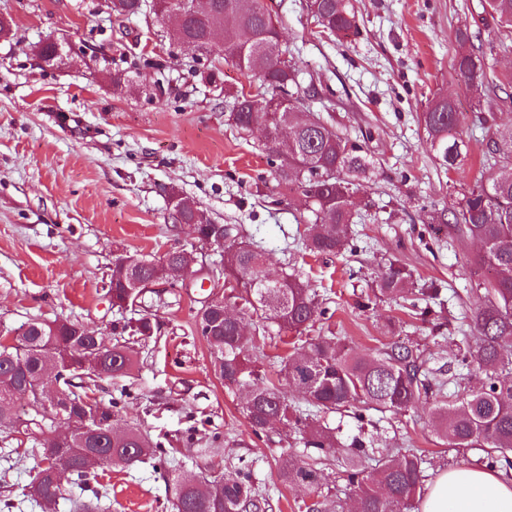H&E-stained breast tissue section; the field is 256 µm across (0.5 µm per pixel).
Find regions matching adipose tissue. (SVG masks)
Wrapping results in <instances>:
<instances>
[{
	"label": "adipose tissue",
	"instance_id": "1",
	"mask_svg": "<svg viewBox=\"0 0 512 512\" xmlns=\"http://www.w3.org/2000/svg\"><path fill=\"white\" fill-rule=\"evenodd\" d=\"M421 512H512V478L473 466L442 471L425 493Z\"/></svg>",
	"mask_w": 512,
	"mask_h": 512
}]
</instances>
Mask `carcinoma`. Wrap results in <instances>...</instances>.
<instances>
[{
	"instance_id": "carcinoma-1",
	"label": "carcinoma",
	"mask_w": 512,
	"mask_h": 512,
	"mask_svg": "<svg viewBox=\"0 0 512 512\" xmlns=\"http://www.w3.org/2000/svg\"><path fill=\"white\" fill-rule=\"evenodd\" d=\"M144 0H110L108 8L117 18L141 14ZM307 8L323 31L342 37L358 28L352 0H308ZM266 0H205L199 14L181 27L173 28L174 42L193 41L200 52H208L205 39L217 30L224 38V61L241 73L259 76L257 93L233 96L227 121L241 135L251 133V124L267 122L271 140L263 148L275 165L278 185L288 193L307 198L308 212L302 217L301 244L312 254L336 255L345 248L353 224L362 214L353 203L359 180L370 168L366 151L344 137L320 115L308 111L315 87L299 81L296 64L285 58L278 46V32ZM478 22L497 28L500 40L512 39V0H485ZM497 45L490 42L458 54L454 69L463 79L475 104L489 99L496 88L489 76V56ZM419 122L430 151L440 165L453 169L467 143L463 139L462 113L454 100L437 94L428 100ZM483 165L496 171L487 181H476L459 193L451 207L434 210L432 223L450 224L454 232L473 239L478 251L468 259L475 287L483 291L470 330L475 346L461 355V363L475 373L478 385L456 382L451 401L442 398L446 381L427 367L419 349L393 343L375 355L351 354L334 336L307 338L298 344L281 339L286 352L279 357L280 385L256 369L258 358L249 355L254 333L224 316V305L241 301L245 308L277 333L302 334L326 314L298 274L284 273L266 279L264 253L239 239L235 226L224 225V256L216 276L224 277L227 295L201 301L197 310L198 332L206 341L215 377L226 385L247 390L243 414L254 431L288 421L297 412L288 397L296 389L308 408L316 413L350 411L359 422L366 413L407 412L421 401L433 399L434 420L440 438L450 448H476L481 461L492 469L512 468V124L498 125L486 143ZM168 198L180 207V222L193 238L204 231L206 213L178 191ZM169 266L157 267L142 257V264L127 262V255L112 260L107 295L119 309L142 304L145 287L167 272L179 275L190 268L188 250L166 254ZM409 274L394 262L378 276L379 294L403 297ZM410 304L417 316L433 312L431 301L439 291H419ZM79 325L70 321H32L11 339L0 341V429H8L29 441L37 459L31 470L28 496L45 512H52L62 498L56 466L66 462L82 488L99 483L91 459L103 454L102 464L129 469L147 458L170 462L165 442L134 428L108 431V420L119 400L95 396L99 381L131 374L136 361L130 342L153 335L150 315L124 325L115 342L104 337L93 340L78 334ZM61 381L64 416L69 419L63 438L48 435L55 428L52 396L45 382ZM304 447L319 457L339 447L336 429L309 425L304 430ZM347 481L355 490L358 512H408L421 497L425 459L412 450L377 460L366 471L361 460L370 456L372 441L356 436ZM282 479L289 486L311 493L318 489L320 470L316 463L285 465ZM171 512H261L251 472L244 469L216 476L187 478L172 474L167 479Z\"/></svg>"
}]
</instances>
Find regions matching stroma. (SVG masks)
<instances>
[{
	"mask_svg": "<svg viewBox=\"0 0 512 512\" xmlns=\"http://www.w3.org/2000/svg\"><path fill=\"white\" fill-rule=\"evenodd\" d=\"M484 0H354L359 32H321L306 0H267L281 22L282 43L313 83L331 96L343 133L372 161L357 206H369L351 227L354 251L313 256L299 242L303 196H282L260 133L240 137L227 124L225 90L253 91L247 78L218 55H198L168 39L169 24L152 10L115 19L103 0H0L12 24L0 40V336L34 319H67L115 338L134 313L113 308L106 294L114 254L161 259L175 247L219 263L222 250L172 224L166 192L194 200L216 224L236 225L258 245L271 271L289 270L328 300L331 318L309 333L333 334L356 352L392 342L424 350L431 367L455 366L477 306L465 257L476 244L429 221L458 191L479 179L486 131L453 67L456 29L472 26ZM69 46L52 66L32 48L46 38ZM125 83L114 85L113 72ZM442 93L464 114L468 151L458 170H445L430 152L418 121L427 100ZM411 273L415 288H441L442 303L427 319L410 316L400 299H377V276L388 260ZM202 291L178 292L155 282L146 303L156 327L135 344L139 365L130 376L101 381L108 400L128 391L113 418L172 445V468L186 477L250 469L266 512H349L348 454L337 449L323 467L317 495L280 478L286 461L304 460L302 428L274 426L254 433L240 388L213 374L195 314ZM431 402L399 414L355 419L330 414L343 442L365 432L377 450L418 449L426 473L476 464L478 450L442 444ZM224 443L204 453L212 435ZM34 458L14 434L0 431V499L11 512H41L27 495ZM157 461L132 470L105 468V512H170Z\"/></svg>",
	"mask_w": 512,
	"mask_h": 512,
	"instance_id": "obj_1",
	"label": "stroma"
}]
</instances>
